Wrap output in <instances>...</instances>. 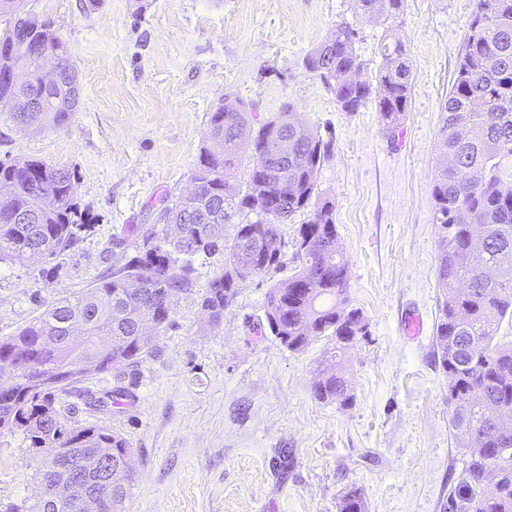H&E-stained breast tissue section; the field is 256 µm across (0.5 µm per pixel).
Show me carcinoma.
<instances>
[{
    "mask_svg": "<svg viewBox=\"0 0 512 512\" xmlns=\"http://www.w3.org/2000/svg\"><path fill=\"white\" fill-rule=\"evenodd\" d=\"M406 0H353L362 16L397 17ZM27 14L25 0H0V41L27 45V78L21 84L0 79V114L21 130L60 127L74 108L71 92L61 85L44 93L33 58L35 48L58 51L70 60L62 36L46 26L33 33L16 26ZM354 29L339 25L332 36L305 58L344 112L375 104L381 129L399 135L411 99V68L400 41L381 49L382 63L372 83L355 78L362 62ZM441 142L453 163L438 170L432 195L440 229L437 279L441 288L436 344L448 377V405L453 435L470 460L448 495V512H512V452L500 450L503 437L512 441V341L496 340L501 322L512 318V181L502 166L512 159V0H477L469 33L448 97ZM288 142V156L265 160L251 169L238 196H224L242 154L276 153ZM332 155V144L305 125L286 105L252 129L244 103L225 99L210 113L205 143L192 180L200 193L189 203L163 197L157 221L141 230L128 229L117 241L121 253L112 274L90 289L50 304L15 335L0 341V361L25 362L29 370L14 376L10 400L0 398V439H18L20 447L57 463L79 448H110L108 476L112 512H123L128 497L132 454L129 442L111 429L72 425L65 397L81 380H67L56 390H41L32 379L54 375L83 361L95 362L94 373L115 372L121 382L137 373L155 350V339L173 324L174 300L190 293L195 264L221 254L222 272L208 284L200 305L217 323L245 281L277 273L292 254L293 273L267 292L260 335H270L290 352H300L318 337L333 341L331 357L344 358L356 346L350 339L362 316L350 304L349 266L339 249L334 206L321 199L317 173ZM262 183L276 194L270 210L255 209L253 187ZM77 175L65 166L40 160H0V263L23 265L35 253L47 264L70 250L78 232L93 221L81 210ZM50 195L55 206H43ZM308 214L292 241L280 252L264 248L270 235L282 236L281 225ZM232 226L231 239L224 229ZM83 324L80 338L70 335L74 321ZM321 402L347 406L353 400L344 364L323 370L313 385ZM131 395L118 386L103 399L86 393L87 405L107 411ZM495 478L488 479L489 474ZM64 499L36 501L23 512H95L83 504L93 499L97 478L71 480ZM340 512H366L362 492L354 488Z\"/></svg>",
    "mask_w": 512,
    "mask_h": 512,
    "instance_id": "carcinoma-1",
    "label": "carcinoma"
}]
</instances>
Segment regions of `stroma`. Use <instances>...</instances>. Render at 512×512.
Here are the masks:
<instances>
[{
    "label": "stroma",
    "instance_id": "stroma-1",
    "mask_svg": "<svg viewBox=\"0 0 512 512\" xmlns=\"http://www.w3.org/2000/svg\"><path fill=\"white\" fill-rule=\"evenodd\" d=\"M476 0H406L403 15L364 17L352 0H29L67 43L81 96L69 124L18 131L0 119V159H38L78 176L90 232L58 260L0 264V338L110 268L129 226L155 223L181 194L225 97L264 121L292 104L333 144L317 174L335 204L350 301L368 335L346 357L353 401L313 396L327 338L301 352L258 336L271 277L242 284L212 323L200 304L221 262L196 265L192 294L135 375L134 397L105 417L72 394L75 425L98 422L130 442L125 512H339L361 489L366 512H448L466 456L449 426L448 378L434 337L441 291L432 186L445 164L441 105ZM356 32L373 81L384 42L402 41L412 96L398 137L374 106L341 111L303 60L336 26ZM41 461L0 446V512L33 503Z\"/></svg>",
    "mask_w": 512,
    "mask_h": 512
}]
</instances>
